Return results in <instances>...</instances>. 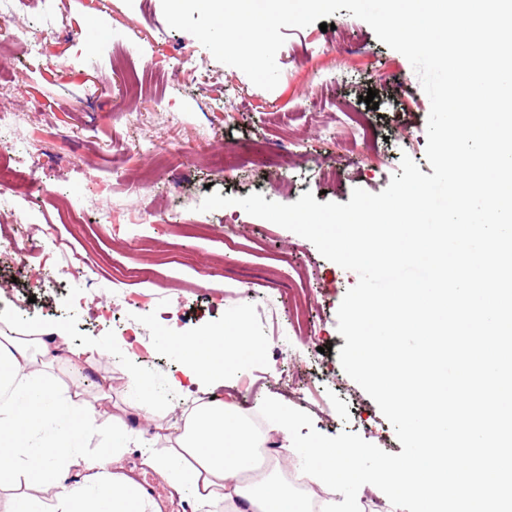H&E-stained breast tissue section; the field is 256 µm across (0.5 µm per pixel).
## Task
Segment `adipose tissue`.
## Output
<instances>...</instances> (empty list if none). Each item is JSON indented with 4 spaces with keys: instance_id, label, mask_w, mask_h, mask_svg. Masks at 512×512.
<instances>
[{
    "instance_id": "1",
    "label": "adipose tissue",
    "mask_w": 512,
    "mask_h": 512,
    "mask_svg": "<svg viewBox=\"0 0 512 512\" xmlns=\"http://www.w3.org/2000/svg\"><path fill=\"white\" fill-rule=\"evenodd\" d=\"M164 345L182 361L179 375L171 379L179 394L232 381L243 351H263L241 323L220 335L171 334ZM54 351L76 366L106 355L94 339L76 349L52 329L19 336L10 324L0 325V489L23 478L34 488L12 495L0 512H156L153 499L123 470L133 430L124 415L110 412L111 383L99 384L89 398L64 396L44 371V359ZM268 420L282 450L272 462L260 454L268 433L257 432L234 404L217 396L194 400L182 408L166 452L149 454L147 463L167 475L175 494L191 491L193 512L218 504L224 512H358L360 501L352 489L363 449L316 437L296 443L283 402L270 405ZM103 429L112 447L101 459L85 458L70 441L71 434L90 436ZM293 451L305 466L300 476L308 489L302 495L280 478ZM73 469L83 471L82 485L67 484Z\"/></svg>"
}]
</instances>
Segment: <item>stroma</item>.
<instances>
[{"mask_svg": "<svg viewBox=\"0 0 512 512\" xmlns=\"http://www.w3.org/2000/svg\"><path fill=\"white\" fill-rule=\"evenodd\" d=\"M16 0V23L28 50L0 53V105L22 101L16 125L0 130V164L17 172L22 198L0 188V236L30 248L32 263L60 245L87 256L80 277L47 273L51 286L35 292L20 267H0V318L21 335L55 326L71 346L99 340L108 356L95 368L76 370L66 360L48 368L70 393L93 395L97 383H112V410L135 401L130 382L137 374L158 411L151 425L174 419L175 396L168 378L181 362L159 343L168 328L182 334H220L241 318L265 351L243 359L233 385L214 387L256 421L271 400L310 415L327 436L360 435L382 450L402 446L375 401L343 370L345 338L337 310L358 276L324 258L307 239L237 206L202 212L208 192L293 203L280 195L258 162L276 152L297 154L288 169L296 193L317 202H349L354 189L380 193L409 156L424 174L430 102L409 61L378 40L372 28L342 9L330 30L318 24L283 28L276 55L281 71L270 91L252 84L240 69L218 62L190 33L171 28L161 0ZM206 70L182 68L189 58ZM382 70L384 80L372 78ZM376 90L378 109L361 97ZM367 113L371 143L359 140L343 121L339 105ZM233 151L240 163L226 173L210 164L213 155ZM202 155L182 181L171 171L190 155ZM336 167L335 181L318 173ZM111 212V222L98 218ZM143 293L136 308L120 303L122 292ZM82 295L84 310L71 307ZM312 302L302 333L293 330L298 296ZM138 328L147 361L122 345L123 329ZM164 440L141 439L124 457L135 480L151 478L157 508L174 499L168 480L144 463L162 452Z\"/></svg>", "mask_w": 512, "mask_h": 512, "instance_id": "1", "label": "stroma"}]
</instances>
